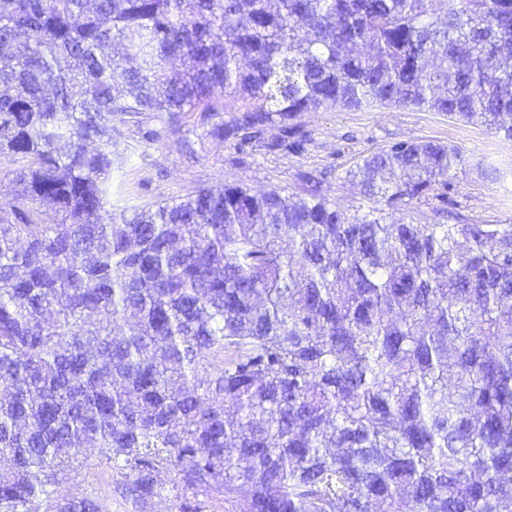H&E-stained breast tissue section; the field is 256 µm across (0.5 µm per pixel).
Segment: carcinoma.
<instances>
[{
	"mask_svg": "<svg viewBox=\"0 0 512 512\" xmlns=\"http://www.w3.org/2000/svg\"><path fill=\"white\" fill-rule=\"evenodd\" d=\"M373 108L512 142V0H0V164L25 162L0 205V512H103L53 490L90 446L141 509L512 504V224L442 222L463 148L358 157L345 209L230 181L108 206L131 117L194 112L243 161Z\"/></svg>",
	"mask_w": 512,
	"mask_h": 512,
	"instance_id": "obj_1",
	"label": "carcinoma"
}]
</instances>
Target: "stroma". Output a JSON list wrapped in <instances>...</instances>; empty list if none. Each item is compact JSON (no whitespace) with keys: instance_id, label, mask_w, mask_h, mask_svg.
<instances>
[{"instance_id":"obj_1","label":"stroma","mask_w":512,"mask_h":512,"mask_svg":"<svg viewBox=\"0 0 512 512\" xmlns=\"http://www.w3.org/2000/svg\"><path fill=\"white\" fill-rule=\"evenodd\" d=\"M310 141L300 154L257 149L245 164L235 162V151L221 140H198L193 116H185L181 131L161 142L149 139L159 123L144 114L123 126L129 146L124 164L113 174L115 206H148L184 197L198 188L220 182L243 181L255 190L273 186L306 196L304 174L320 176L325 195L341 206L350 205L356 193L341 179L356 157L399 140H437L462 147L471 160L457 171L454 199L458 212L481 221L512 223V181H484L474 163L478 160L508 165L512 144L491 138L479 127L448 120L434 112L379 109L370 112H312L301 119ZM118 476L105 465L82 468L59 485L63 494L97 497L106 512H140L116 491Z\"/></svg>"}]
</instances>
